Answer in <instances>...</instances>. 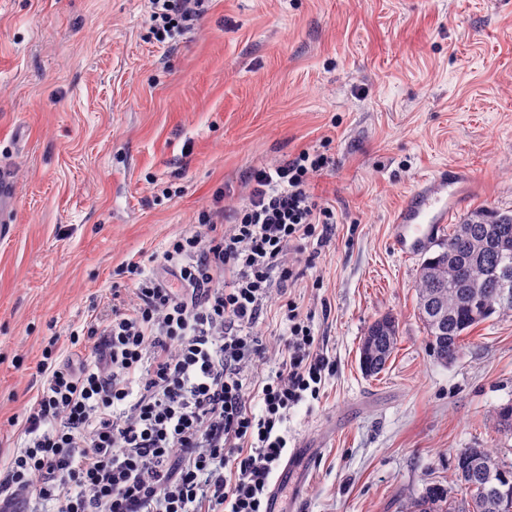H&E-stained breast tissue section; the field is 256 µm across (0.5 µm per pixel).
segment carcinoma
I'll return each instance as SVG.
<instances>
[{
    "instance_id": "cac0c4a2",
    "label": "carcinoma",
    "mask_w": 512,
    "mask_h": 512,
    "mask_svg": "<svg viewBox=\"0 0 512 512\" xmlns=\"http://www.w3.org/2000/svg\"><path fill=\"white\" fill-rule=\"evenodd\" d=\"M495 236L504 246L485 247ZM453 242L461 259L448 261L445 246ZM512 264V214L493 207L477 208L452 225L448 238L420 269L417 283L418 315L428 347L438 361H455L463 337L493 315L512 316V299L501 295L502 286L491 270ZM435 304L445 314L434 321L425 310ZM398 323L382 316L368 325L359 347L360 365L371 375L382 372L397 344ZM456 480L461 497H452L438 484L428 486L408 503L404 512H512V463L490 448H463L455 455Z\"/></svg>"
}]
</instances>
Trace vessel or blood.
Returning <instances> with one entry per match:
<instances>
[{
	"label": "vessel or blood",
	"mask_w": 512,
	"mask_h": 512,
	"mask_svg": "<svg viewBox=\"0 0 512 512\" xmlns=\"http://www.w3.org/2000/svg\"><path fill=\"white\" fill-rule=\"evenodd\" d=\"M472 179L469 171L451 167L433 180L423 183L400 207L395 218L394 247L405 255L428 251L442 224L448 223L460 205ZM17 208L13 183L0 172V222L9 220ZM314 448L294 446L282 465L272 487L268 512H283L281 493L286 489L301 490L305 472L317 456Z\"/></svg>",
	"instance_id": "obj_1"
}]
</instances>
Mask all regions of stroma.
Returning a JSON list of instances; mask_svg holds the SVG:
<instances>
[{"mask_svg":"<svg viewBox=\"0 0 512 512\" xmlns=\"http://www.w3.org/2000/svg\"><path fill=\"white\" fill-rule=\"evenodd\" d=\"M149 13V0H0V169L18 192L0 223V468L43 347L82 328L126 261L160 254L202 210L232 211L251 170L320 146L336 232L289 254L330 361L283 425L320 450L297 512H401L432 483L459 496L462 448L511 462L496 412L512 403V318L480 324L455 362L431 357L424 258L397 253L393 221L448 166L473 175L465 210L512 211V0H209L163 44ZM266 305L268 375L287 321L277 296ZM384 315L396 349L368 377L360 341Z\"/></svg>","mask_w":512,"mask_h":512,"instance_id":"35a3bbf8","label":"stroma"}]
</instances>
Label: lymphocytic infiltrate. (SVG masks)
<instances>
[{"instance_id":"obj_1","label":"lymphocytic infiltrate","mask_w":512,"mask_h":512,"mask_svg":"<svg viewBox=\"0 0 512 512\" xmlns=\"http://www.w3.org/2000/svg\"><path fill=\"white\" fill-rule=\"evenodd\" d=\"M206 0H150L157 42L190 28ZM330 157L304 149L254 169L226 225L203 211L157 269L129 260L132 290L48 343L36 396L0 472V512H266L288 451L280 428L330 361L292 289L303 240L329 241L335 214L315 190ZM278 289L288 339L274 375L252 379L253 332Z\"/></svg>"}]
</instances>
